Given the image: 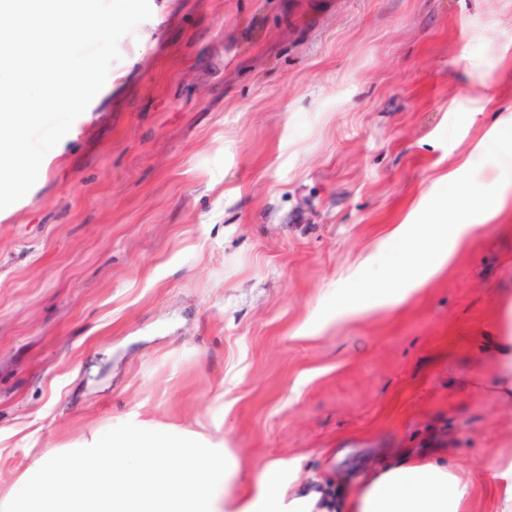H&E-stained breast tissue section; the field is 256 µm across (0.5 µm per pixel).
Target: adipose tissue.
<instances>
[{"mask_svg": "<svg viewBox=\"0 0 512 512\" xmlns=\"http://www.w3.org/2000/svg\"><path fill=\"white\" fill-rule=\"evenodd\" d=\"M504 204V197L492 190L461 196L453 203L436 198L427 208V223L408 220L391 232L393 240L412 245L405 273L395 281L383 279L377 298L365 289L342 293L332 308L333 314L362 315L417 294L448 266L475 223L492 220ZM452 210L460 212V219H449ZM282 485V469L269 466L256 494L241 512H327L333 505L316 491L285 497ZM469 499L467 480L458 468L449 465L442 449L432 448L423 454L404 449L380 469L368 472L353 494L333 506L338 512H468Z\"/></svg>", "mask_w": 512, "mask_h": 512, "instance_id": "1", "label": "adipose tissue"}]
</instances>
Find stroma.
<instances>
[{"label": "stroma", "instance_id": "35a3bbf8", "mask_svg": "<svg viewBox=\"0 0 512 512\" xmlns=\"http://www.w3.org/2000/svg\"><path fill=\"white\" fill-rule=\"evenodd\" d=\"M149 2L123 79L0 211V496L131 422L227 448L224 512L271 462L333 500L403 448L447 449L496 512L512 201L418 295L331 310L365 258L403 272L419 201L492 188L496 151L465 162L512 113V0ZM497 374L492 379L494 386L508 397H512V336H501L492 347ZM511 389V390H510Z\"/></svg>", "mask_w": 512, "mask_h": 512}]
</instances>
